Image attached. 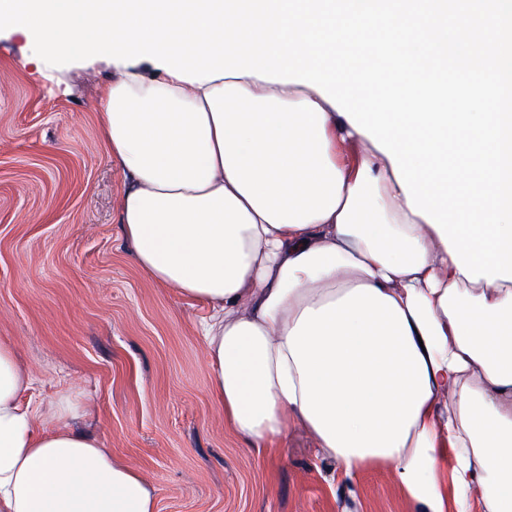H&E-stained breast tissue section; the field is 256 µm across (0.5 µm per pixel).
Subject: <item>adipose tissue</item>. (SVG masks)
I'll use <instances>...</instances> for the list:
<instances>
[{
  "label": "adipose tissue",
  "instance_id": "ef3b65f1",
  "mask_svg": "<svg viewBox=\"0 0 512 512\" xmlns=\"http://www.w3.org/2000/svg\"><path fill=\"white\" fill-rule=\"evenodd\" d=\"M120 67L98 114L122 236L198 324L224 421L256 453L311 434L344 479L419 512H512V282H471L392 163L317 90ZM0 340V512H157L154 486L26 402Z\"/></svg>",
  "mask_w": 512,
  "mask_h": 512
}]
</instances>
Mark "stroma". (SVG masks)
<instances>
[{"label":"stroma","instance_id":"35a3bbf8","mask_svg":"<svg viewBox=\"0 0 512 512\" xmlns=\"http://www.w3.org/2000/svg\"><path fill=\"white\" fill-rule=\"evenodd\" d=\"M113 74L43 75L0 34V339L48 416L97 437L156 488L158 512H416L390 473L327 484L334 461L289 432L263 461L224 423L196 326L206 311L141 270L117 222L124 176L101 140Z\"/></svg>","mask_w":512,"mask_h":512}]
</instances>
